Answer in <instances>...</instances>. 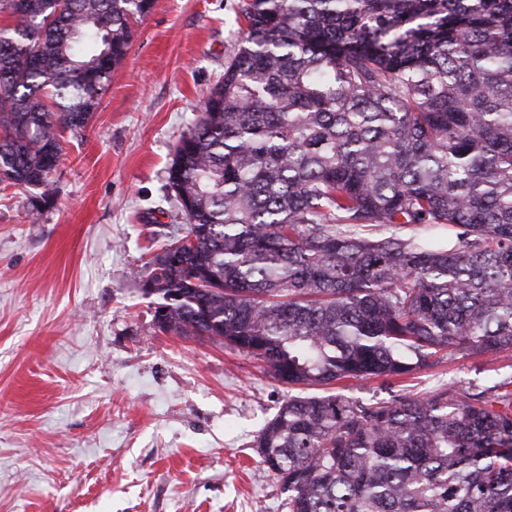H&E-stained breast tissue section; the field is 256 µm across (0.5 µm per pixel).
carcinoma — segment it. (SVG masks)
<instances>
[{
	"mask_svg": "<svg viewBox=\"0 0 512 512\" xmlns=\"http://www.w3.org/2000/svg\"><path fill=\"white\" fill-rule=\"evenodd\" d=\"M154 4L0 0V185L42 189L33 210ZM236 20L167 169L186 228L149 262L158 331L300 390L255 440L288 512H512V375L394 390L512 349V0H238ZM510 365L512 349L481 355L452 352L437 366L413 373L396 385H405L406 389L400 393L418 396L432 394L440 385L448 384V381L477 389L487 385L493 377L510 375ZM376 386L377 384L370 380H347L341 382L340 385H334L333 388L343 387V389H340L339 392L351 399L369 400L373 397V395H376L379 398L387 397L386 393L376 391Z\"/></svg>",
	"mask_w": 512,
	"mask_h": 512,
	"instance_id": "obj_1",
	"label": "carcinoma"
}]
</instances>
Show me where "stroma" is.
Returning <instances> with one entry per match:
<instances>
[{
	"instance_id": "obj_1",
	"label": "stroma",
	"mask_w": 512,
	"mask_h": 512,
	"mask_svg": "<svg viewBox=\"0 0 512 512\" xmlns=\"http://www.w3.org/2000/svg\"><path fill=\"white\" fill-rule=\"evenodd\" d=\"M237 0H157L80 134L56 198L0 188V512H287L254 440L295 390L205 337L156 331L141 284L175 139L239 39ZM512 349L454 352L408 394L479 388Z\"/></svg>"
}]
</instances>
